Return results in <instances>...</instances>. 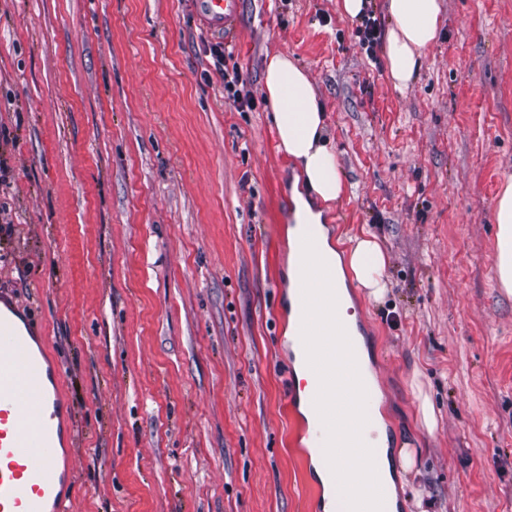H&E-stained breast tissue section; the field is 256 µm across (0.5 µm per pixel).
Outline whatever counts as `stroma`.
Here are the masks:
<instances>
[{
  "label": "stroma",
  "instance_id": "1",
  "mask_svg": "<svg viewBox=\"0 0 512 512\" xmlns=\"http://www.w3.org/2000/svg\"><path fill=\"white\" fill-rule=\"evenodd\" d=\"M241 2L225 38L193 0H0V296L63 366L65 512H323L287 372L300 169L268 119L279 52L348 186L331 237L386 251L387 296L354 300L398 512H512V0H443L403 89L339 0ZM219 42L255 110L225 99ZM496 267L502 288L512 290V178L503 186L496 204Z\"/></svg>",
  "mask_w": 512,
  "mask_h": 512
}]
</instances>
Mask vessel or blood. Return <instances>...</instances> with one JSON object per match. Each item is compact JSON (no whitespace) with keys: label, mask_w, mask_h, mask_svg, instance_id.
<instances>
[{"label":"vessel or blood","mask_w":512,"mask_h":512,"mask_svg":"<svg viewBox=\"0 0 512 512\" xmlns=\"http://www.w3.org/2000/svg\"><path fill=\"white\" fill-rule=\"evenodd\" d=\"M194 6L209 30L234 33L240 0H194ZM307 282L306 271H299L297 333L309 375L304 434L328 477L345 484L344 512H387L384 479L372 466L383 433L369 417L346 415L354 396L368 391L358 345L344 336L335 305ZM35 340L31 329H19L0 311V512H60L63 506L62 406L53 394L63 371L34 350Z\"/></svg>","instance_id":"obj_1"}]
</instances>
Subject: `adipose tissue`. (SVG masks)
I'll return each mask as SVG.
<instances>
[{"label": "adipose tissue", "instance_id": "obj_1", "mask_svg": "<svg viewBox=\"0 0 512 512\" xmlns=\"http://www.w3.org/2000/svg\"><path fill=\"white\" fill-rule=\"evenodd\" d=\"M391 20L386 37V58L393 84L406 87L413 79L424 51L438 34L440 0H386ZM264 92L271 108L277 134V149L300 168L305 183L317 199L326 204L339 202L345 183L335 154L325 142V111L312 82L287 54H274L268 62ZM296 222L288 230L289 264L308 262L321 283L336 290L337 309L350 335H357V314L350 288L381 299L387 292L385 253L369 230L346 236L343 248H335L321 215L311 209L303 196H296ZM496 267L502 288L512 290V178L503 186L496 204ZM306 224L320 225V246L313 259H305L299 240Z\"/></svg>", "mask_w": 512, "mask_h": 512}]
</instances>
